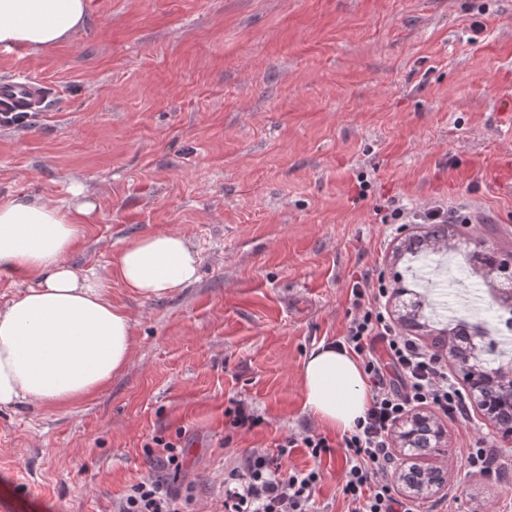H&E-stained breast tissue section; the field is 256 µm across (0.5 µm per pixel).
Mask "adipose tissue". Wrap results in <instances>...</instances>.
<instances>
[{"instance_id": "adipose-tissue-1", "label": "adipose tissue", "mask_w": 512, "mask_h": 512, "mask_svg": "<svg viewBox=\"0 0 512 512\" xmlns=\"http://www.w3.org/2000/svg\"><path fill=\"white\" fill-rule=\"evenodd\" d=\"M86 0H0V47L54 45L85 22ZM68 206L0 201V277L23 289L0 306V407L70 406L100 392L127 366L134 323L105 282L76 270L67 256L94 205L74 188ZM200 259L187 239L161 231L137 237L114 257L125 288L162 298L197 280ZM301 383L322 423L351 430L369 404L359 361L331 344L305 359Z\"/></svg>"}]
</instances>
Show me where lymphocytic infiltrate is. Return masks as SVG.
<instances>
[{
  "mask_svg": "<svg viewBox=\"0 0 512 512\" xmlns=\"http://www.w3.org/2000/svg\"><path fill=\"white\" fill-rule=\"evenodd\" d=\"M352 294L355 313L340 346L360 360L370 401L342 438L347 467L341 493L347 512H411L390 479L396 463L391 429L416 408L466 416V401L447 364L416 338L403 335L379 306L388 294L386 284H372L364 272ZM298 447L317 460L331 445L325 437L307 435L284 439L274 456L252 450L224 473V512H308L320 472L286 467L289 450ZM162 448L156 474L131 485L119 512H184L190 504V497L169 483L182 470L183 453L170 441Z\"/></svg>",
  "mask_w": 512,
  "mask_h": 512,
  "instance_id": "obj_1",
  "label": "lymphocytic infiltrate"
}]
</instances>
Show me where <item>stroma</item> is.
Returning <instances> with one entry per match:
<instances>
[{"label": "stroma", "instance_id": "35a3bbf8", "mask_svg": "<svg viewBox=\"0 0 512 512\" xmlns=\"http://www.w3.org/2000/svg\"><path fill=\"white\" fill-rule=\"evenodd\" d=\"M40 82L32 123L0 127V201L65 205L73 185L96 210L67 260L94 271L134 322L130 364L72 407L0 408V512H116L147 477L152 438L180 442L174 488L195 512H224V471L285 437H327L330 453L292 449L317 468L314 512H345L340 431L305 405L308 353L343 336L362 272L404 288L436 351L447 319L407 270L394 208L445 200L468 224L429 256L512 251V0H87L85 25L31 51L0 47V81ZM182 233L198 281L162 299L123 288L114 255L131 239ZM248 405L260 423L231 427ZM441 451L397 468H440L414 512H512V465L468 471L485 439L512 458V436L478 412L435 413Z\"/></svg>", "mask_w": 512, "mask_h": 512}]
</instances>
